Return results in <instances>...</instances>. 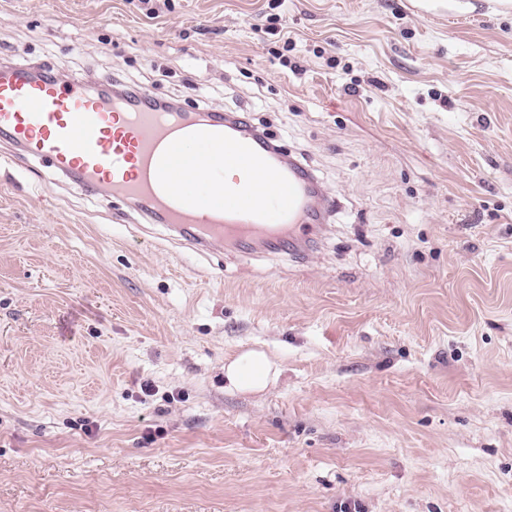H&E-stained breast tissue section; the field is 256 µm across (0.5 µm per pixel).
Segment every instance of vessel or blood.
Listing matches in <instances>:
<instances>
[{
  "label": "vessel or blood",
  "instance_id": "obj_1",
  "mask_svg": "<svg viewBox=\"0 0 512 512\" xmlns=\"http://www.w3.org/2000/svg\"><path fill=\"white\" fill-rule=\"evenodd\" d=\"M0 141L87 195L135 202L200 252L303 246L330 208L311 172L245 114L137 111L22 66L0 67Z\"/></svg>",
  "mask_w": 512,
  "mask_h": 512
}]
</instances>
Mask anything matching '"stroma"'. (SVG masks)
I'll return each instance as SVG.
<instances>
[{"mask_svg":"<svg viewBox=\"0 0 512 512\" xmlns=\"http://www.w3.org/2000/svg\"><path fill=\"white\" fill-rule=\"evenodd\" d=\"M2 61L246 113L335 210L202 253L1 146L0 512H512V16L0 0ZM278 375V367L263 350L247 349L224 362V384L229 389L261 392Z\"/></svg>","mask_w":512,"mask_h":512,"instance_id":"stroma-1","label":"stroma"}]
</instances>
